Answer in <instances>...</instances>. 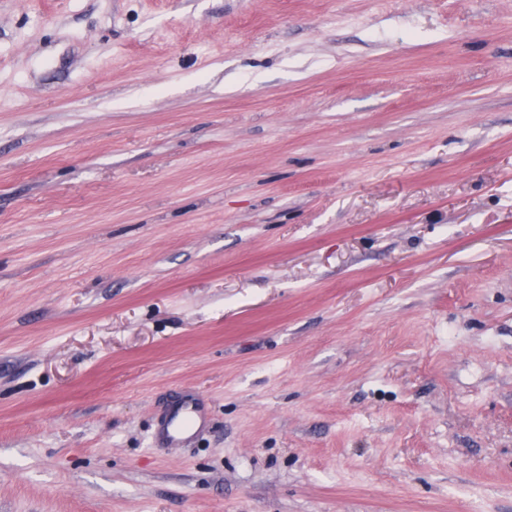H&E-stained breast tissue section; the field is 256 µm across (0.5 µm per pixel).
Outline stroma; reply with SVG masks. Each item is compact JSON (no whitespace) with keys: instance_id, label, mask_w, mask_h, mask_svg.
I'll return each mask as SVG.
<instances>
[{"instance_id":"35a3bbf8","label":"stroma","mask_w":512,"mask_h":512,"mask_svg":"<svg viewBox=\"0 0 512 512\" xmlns=\"http://www.w3.org/2000/svg\"><path fill=\"white\" fill-rule=\"evenodd\" d=\"M0 512H512V0H0ZM199 401L190 394L180 399L169 414L160 421L158 436L168 445H178L202 430L205 413Z\"/></svg>"}]
</instances>
